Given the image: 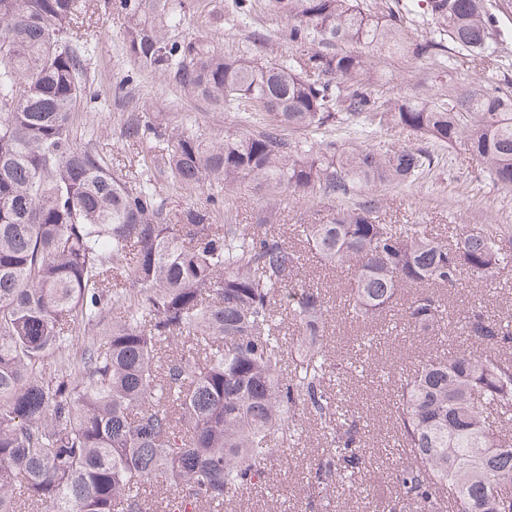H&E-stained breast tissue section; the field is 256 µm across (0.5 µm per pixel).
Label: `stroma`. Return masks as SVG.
Segmentation results:
<instances>
[{"instance_id": "1", "label": "stroma", "mask_w": 512, "mask_h": 512, "mask_svg": "<svg viewBox=\"0 0 512 512\" xmlns=\"http://www.w3.org/2000/svg\"><path fill=\"white\" fill-rule=\"evenodd\" d=\"M492 2L503 40V50L497 56L476 61L459 54L453 68L444 72L428 60L403 59L382 50L372 59L369 74L384 77L385 90L391 97L440 94L478 81L491 84L505 74L512 76V0ZM86 5L95 39L87 70L100 95L82 103L77 125L100 152L111 158L114 172L133 176L139 170V148L128 145L121 136L128 115H158L168 127L212 138L222 137L228 130L246 128L243 113L228 112L203 98L184 95L161 74H144L136 82L126 83L133 64L124 51V17L113 10L112 0H86ZM227 5L228 0H189L187 19L179 28V35L206 36L215 49L226 53L248 48L262 54L272 47L287 52L288 46L280 38L283 19L259 13L250 24L232 33L225 23ZM439 158L432 174L423 179L402 185L378 183L345 198L344 203L354 206L374 201L382 222L388 224H425L435 230L493 224L504 240L512 241V191L501 189L482 176L476 162L460 150H441ZM268 197L266 188L242 184L225 197L224 213L239 224H275L288 232L305 223L314 210L332 208L330 202L288 192L283 194L278 209L273 210ZM306 271L308 277L323 283L332 306L327 330L331 355L338 360L353 358L358 355L354 348L359 345L363 352L358 356L378 369L372 377L353 370L340 384L344 406L370 421L371 467L361 487L333 496L336 512H374L361 488L370 484L386 488L396 461L388 452L393 427L389 419L392 385L387 374L395 366L407 369L421 357L443 354L444 348L430 337L404 333L402 327L391 322L375 327L350 323L339 307V298L348 287L345 274L322 273L312 262ZM478 293L484 294L492 315L512 319V270L500 275L497 287L484 289L475 284L460 290L453 298L454 312H461ZM322 443L321 428L305 423L302 443L276 466L269 490L245 494L240 502L224 507L223 512H300L305 476L320 456Z\"/></svg>"}]
</instances>
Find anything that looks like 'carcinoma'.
Segmentation results:
<instances>
[{"mask_svg": "<svg viewBox=\"0 0 512 512\" xmlns=\"http://www.w3.org/2000/svg\"><path fill=\"white\" fill-rule=\"evenodd\" d=\"M259 4L285 20L290 54H224L169 36L186 0H112L140 68L252 115V129L211 141L125 121V141L149 144L142 170L161 163L174 186L212 190L171 224L155 186L129 184L78 142L76 112L99 95L85 0H0V512H160L165 489L179 512L222 507L270 487L305 419L320 423L326 448L304 512H331L334 489L367 469L369 430L338 398L333 379L348 367L324 342L322 284L299 286L307 260L347 273L351 321L398 315L423 336L451 322L436 288L451 294L512 265L491 227L442 237L382 222L371 201L301 224L291 240L271 224L216 223L223 194L245 181L342 199L371 182L412 183L438 150L458 146L512 189L508 78L387 98L363 77L374 48L446 68L455 53L490 57L486 0H397L386 13L359 0H233L231 25ZM419 19L429 36L412 42ZM351 122L422 145L308 146L287 135ZM114 304L121 315L94 335ZM457 324L469 347L391 376L404 458L388 491H375L379 512H512V321L475 302Z\"/></svg>", "mask_w": 512, "mask_h": 512, "instance_id": "1", "label": "carcinoma"}]
</instances>
